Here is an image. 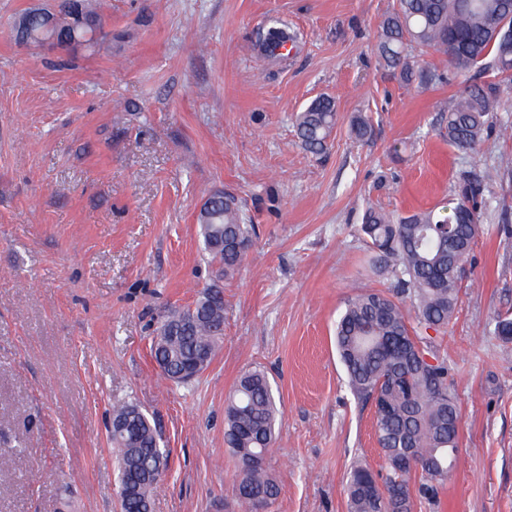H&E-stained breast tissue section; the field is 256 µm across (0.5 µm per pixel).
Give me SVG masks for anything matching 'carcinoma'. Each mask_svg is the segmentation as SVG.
<instances>
[{
    "instance_id": "obj_1",
    "label": "carcinoma",
    "mask_w": 512,
    "mask_h": 512,
    "mask_svg": "<svg viewBox=\"0 0 512 512\" xmlns=\"http://www.w3.org/2000/svg\"><path fill=\"white\" fill-rule=\"evenodd\" d=\"M70 0H58L61 23L54 30L58 44L70 38L66 9ZM86 25L81 42L103 33L93 0H80ZM290 36L270 28L262 38L264 60L280 56ZM416 43L448 58L458 74L490 72L492 78L466 85L444 118L448 145L472 152L496 127L503 88L512 84V0H398L381 25L380 56L411 81L407 50ZM337 119L330 96L315 99L296 118V134L313 154L328 148ZM485 205L484 178L462 173L454 185L452 206L446 214L427 209L407 217L370 208L360 231L369 248L371 271L392 281L396 294L370 290L346 298L336 322V347L347 382L359 399L374 404L376 441L386 472L374 474L359 463L352 466L346 484L348 512H414L412 484L419 498L434 503L438 488L451 476L457 460L461 414L448 383V365L419 328L436 333L448 328L456 312L467 263L481 229ZM209 221L224 225V248L212 243V228L200 226L204 250L224 274L239 268L252 246L254 226L239 201L230 194L211 201ZM198 306L192 318L183 310L169 312L154 337V359L166 362V379L187 384L188 364L206 350L214 359L224 324V296ZM494 333L512 340V314L493 318ZM139 412L138 422L126 433L125 447L112 440L120 486L134 492L120 495L121 512H152L157 481L154 471L166 472L168 453L160 434L138 406L118 400L112 418ZM277 397L271 382L258 370L240 375L224 409V439L238 461L235 497L245 506L253 501L271 509L278 486L266 461L278 439Z\"/></svg>"
}]
</instances>
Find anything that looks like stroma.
Wrapping results in <instances>:
<instances>
[{"instance_id": "obj_1", "label": "stroma", "mask_w": 512, "mask_h": 512, "mask_svg": "<svg viewBox=\"0 0 512 512\" xmlns=\"http://www.w3.org/2000/svg\"><path fill=\"white\" fill-rule=\"evenodd\" d=\"M395 0H99L104 33L74 51L16 41L14 19L55 0H0V512H117L112 404L136 403L169 453L153 512H245L224 444L240 374L278 388L268 456L271 512H347L354 463L380 470L374 408L347 386L335 344L346 296L387 290L365 265L371 207L442 206L460 173L484 176L488 207L466 286L436 354L461 414L457 466L415 512H512V88L476 151L451 148L442 117L470 75L415 47L405 84L377 52ZM287 26L292 54L258 64V40ZM335 99L326 153L295 119ZM373 133L356 141L350 120ZM221 191L255 226L222 277L197 212ZM224 335L209 368L165 380L152 354L163 314L212 283Z\"/></svg>"}]
</instances>
